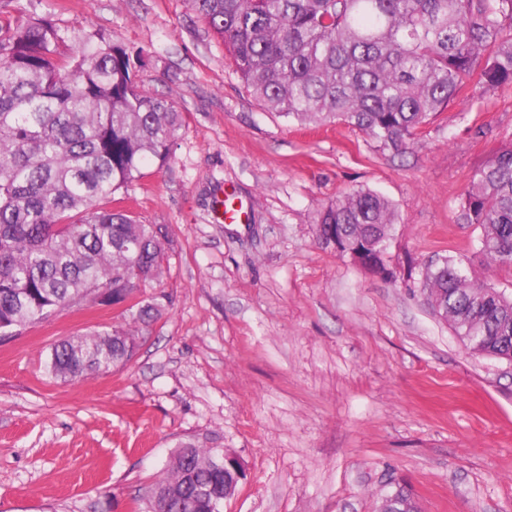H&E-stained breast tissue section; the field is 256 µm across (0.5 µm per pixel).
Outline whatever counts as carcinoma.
<instances>
[{
  "label": "carcinoma",
  "instance_id": "obj_1",
  "mask_svg": "<svg viewBox=\"0 0 512 512\" xmlns=\"http://www.w3.org/2000/svg\"><path fill=\"white\" fill-rule=\"evenodd\" d=\"M224 43L253 97L289 122L355 127L402 155L478 75L484 95L512 87V0H187ZM147 57L96 32L66 44L33 0L0 15V335L19 336L78 297L114 305L159 279L167 230L112 208L151 164H164L183 126L172 102L141 92ZM480 228L487 263L512 268V146L478 168L460 201ZM396 206L366 189L316 212L317 235L382 271L374 244L392 235ZM419 284L448 307L454 335L478 356L512 355V298L444 255ZM158 305L140 306L147 324ZM138 330L55 343L47 365L78 381L129 362ZM212 448L184 445L155 484V512H210L200 486L234 494L206 466ZM418 512L410 494L387 497Z\"/></svg>",
  "mask_w": 512,
  "mask_h": 512
}]
</instances>
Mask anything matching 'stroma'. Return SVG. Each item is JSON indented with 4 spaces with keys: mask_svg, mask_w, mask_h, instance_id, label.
<instances>
[{
    "mask_svg": "<svg viewBox=\"0 0 512 512\" xmlns=\"http://www.w3.org/2000/svg\"><path fill=\"white\" fill-rule=\"evenodd\" d=\"M70 42L99 31L144 50L140 89L184 124L129 203L167 228L158 304L125 366L71 382L47 369L60 339L127 325L123 306L79 299L0 342V512H151L181 446L237 456L223 512H380L402 488L421 512H512V362L469 352L407 260L488 265L459 201L512 141V87L469 80L404 155L342 124L302 129L247 90L187 0H38ZM364 188L398 211L394 278L324 245L315 212ZM247 222L218 223L214 199Z\"/></svg>",
    "mask_w": 512,
    "mask_h": 512,
    "instance_id": "obj_1",
    "label": "stroma"
}]
</instances>
